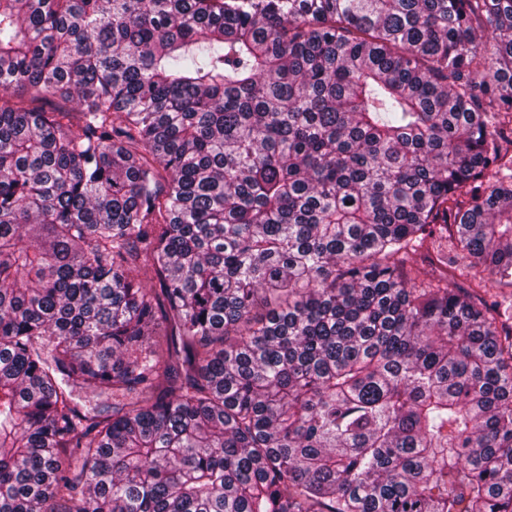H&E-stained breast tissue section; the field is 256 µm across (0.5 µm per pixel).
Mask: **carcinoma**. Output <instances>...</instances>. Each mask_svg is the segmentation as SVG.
<instances>
[{
	"label": "carcinoma",
	"mask_w": 512,
	"mask_h": 512,
	"mask_svg": "<svg viewBox=\"0 0 512 512\" xmlns=\"http://www.w3.org/2000/svg\"><path fill=\"white\" fill-rule=\"evenodd\" d=\"M487 274L512 0H0V512H512Z\"/></svg>",
	"instance_id": "carcinoma-1"
}]
</instances>
